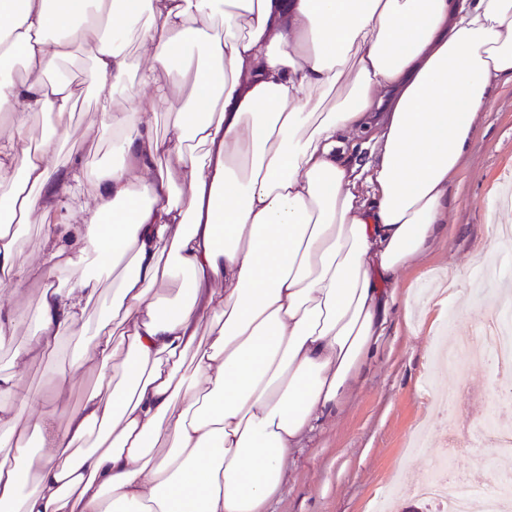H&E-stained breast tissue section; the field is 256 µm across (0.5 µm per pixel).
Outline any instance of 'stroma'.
<instances>
[{
  "mask_svg": "<svg viewBox=\"0 0 512 512\" xmlns=\"http://www.w3.org/2000/svg\"><path fill=\"white\" fill-rule=\"evenodd\" d=\"M98 127V106L86 94L59 137L55 162L82 159L90 178L99 166L119 164ZM510 185L512 83L505 82L494 89L491 108L480 116L448 186L445 229L429 254L400 272L385 332L343 413L290 459L287 483L268 512H380L385 506L390 512H432L431 505L404 492L407 476L433 470L449 429L466 432L497 405L487 355L444 373L437 371L432 351L453 332L477 326L476 307L496 299L494 282L465 297L458 289L481 271L476 257L491 244V216L512 225V206L503 204ZM32 340V325L15 329L0 344V370L18 373L26 389L46 393L53 374L69 365L75 341L62 336L53 350L16 363L15 350ZM445 388L456 393L461 408L452 424L432 405L434 392ZM422 446L429 447L427 456L418 455Z\"/></svg>",
  "mask_w": 512,
  "mask_h": 512,
  "instance_id": "1",
  "label": "stroma"
}]
</instances>
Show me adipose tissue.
Here are the masks:
<instances>
[{"label": "adipose tissue", "mask_w": 512, "mask_h": 512, "mask_svg": "<svg viewBox=\"0 0 512 512\" xmlns=\"http://www.w3.org/2000/svg\"><path fill=\"white\" fill-rule=\"evenodd\" d=\"M131 30L145 91L124 112ZM77 48L123 159L87 196L81 162L54 169L28 126L47 112L64 129L79 90L56 71ZM505 79L512 0H0V282L42 286L16 359L82 333L55 397L96 372L60 429L0 373V512H266L383 336L398 272L441 232ZM187 84L156 135L148 115ZM367 132L363 167L345 139ZM34 220L25 264L7 227ZM121 264L119 323L87 334L99 274Z\"/></svg>", "instance_id": "ef3b65f1"}]
</instances>
